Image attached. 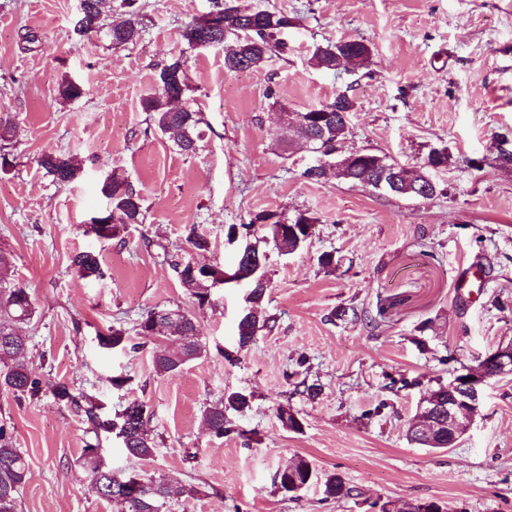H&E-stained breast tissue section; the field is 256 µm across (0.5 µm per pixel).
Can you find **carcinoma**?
<instances>
[{"instance_id": "carcinoma-1", "label": "carcinoma", "mask_w": 512, "mask_h": 512, "mask_svg": "<svg viewBox=\"0 0 512 512\" xmlns=\"http://www.w3.org/2000/svg\"><path fill=\"white\" fill-rule=\"evenodd\" d=\"M86 7L82 17L75 25L80 35L104 34L115 47L136 42L141 34L139 21L135 15L122 20L112 19V5L108 0H84ZM212 13L216 17L212 25H202L203 19L194 18L188 22L182 37L191 48H224V69L237 72L260 69L277 53L286 48L283 36L297 25L296 18L283 11L259 9L215 0ZM371 49L362 41H340L317 47L311 60L319 69L334 71L336 61L345 57L354 65L368 62ZM158 89L145 95L140 102L142 111L149 114L153 125L163 134L169 135L177 148L186 155L196 153L202 140L203 119L201 113L183 102L181 109L173 111L167 93L183 92L186 85V59L179 55L166 62L158 74ZM354 110L353 100L344 92L326 103L314 106L305 112L307 117L322 113L328 117L327 133L321 146L323 155L331 161L336 160V143L347 132L349 115ZM37 165L46 175L59 185H67L77 179L79 167L75 160L63 153L45 151L37 159ZM375 172L366 163H361L344 174V179L363 185H374ZM102 193L111 202L112 222L101 225V237L111 240L119 237L129 224H141L144 221L140 194L125 179L117 174L107 177L101 187ZM284 216L278 211H261L252 215L245 224L228 226L227 234H240L246 238L254 237L241 257L237 258L239 267L247 271H256L253 276L248 301L250 307L241 313L238 319L237 344L239 350H245L253 343L259 332L269 329L270 318L261 315L268 281L263 270L252 261V256H265L259 250L257 242L270 240L267 220ZM317 219L302 213L288 218V231L278 239L270 241L285 253L299 250L312 235ZM72 265L84 276L101 275L98 258L90 252H79L72 259ZM178 280L195 298L198 308L212 304L209 293V281L204 277V267L197 262L171 260ZM13 256L0 250V388L11 391L17 397L38 396L43 390L42 380L30 373L25 364L29 338L18 332L19 325L30 321L35 313V304L28 290L15 283L12 278ZM166 310L152 309L136 325L140 336L156 333L155 320L165 321ZM178 323L171 326L175 336L170 348L154 355L153 368L159 374H173L188 363L200 359L206 353L205 346L196 338V316L183 311L176 316ZM54 399L65 406H72L82 413L87 422L96 430L113 431L120 426L124 431L122 445L127 454L137 459L151 457L156 449L154 438L147 430L150 413L145 402H129L113 418L102 416L103 405L91 396L80 392L64 382L49 386ZM249 406L248 396L234 392L226 401L211 406L204 414L209 430L217 438L237 432L234 423L228 417L230 410L241 411ZM84 456L90 461V476L99 493V497L112 503L115 512H163L170 496L171 487L163 479H146L144 488L138 495L126 494L125 483L130 475L116 471L106 465L101 450L91 447L83 449ZM28 476V464L20 451L13 447L8 430L0 425V512H17V494ZM318 478L312 463L299 457L278 471L274 478L277 489L284 494H296L307 488ZM324 500H338L360 496V492L348 485L336 473L327 474L323 481Z\"/></svg>"}]
</instances>
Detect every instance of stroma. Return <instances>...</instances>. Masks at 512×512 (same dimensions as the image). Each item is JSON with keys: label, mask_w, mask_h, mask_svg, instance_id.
Returning a JSON list of instances; mask_svg holds the SVG:
<instances>
[{"label": "stroma", "mask_w": 512, "mask_h": 512, "mask_svg": "<svg viewBox=\"0 0 512 512\" xmlns=\"http://www.w3.org/2000/svg\"><path fill=\"white\" fill-rule=\"evenodd\" d=\"M235 2L295 16L287 54L228 72L223 48H188L185 25L213 0H137L141 36L121 47L75 33L80 0H0V115L15 124L13 165L0 170V249L13 254L15 281L38 308L19 328L29 368L95 397L109 416L145 402L156 442L153 457L134 460L50 391L19 400L0 390V425L29 465L18 512H113L91 483L89 444L112 468L166 479L165 512H373L375 501L403 512L419 500L448 512H512V376L491 380L455 446L432 450L406 438L426 388L512 342V168L496 159L499 135L512 136V0ZM28 30L40 40L27 50L20 35ZM346 40L370 46L366 66L312 64L315 46ZM179 52L188 59L186 98L204 118L192 155L140 106L159 65ZM67 80L84 87L82 97L60 98ZM343 90L355 109L338 154L367 150L416 171L430 150L445 151L447 166L432 174L439 194L405 198L332 170L304 178L310 156L283 150L280 112L306 111ZM47 150L72 155L78 178L60 186L45 176L37 159ZM113 173L139 192L145 220L108 241L88 226L107 207L100 188ZM262 210L317 223L294 253L267 246L262 313L275 326L241 351L247 286L215 288L212 307L197 310L163 254L231 269L228 226ZM192 231L210 240L209 252L189 248ZM80 251L98 254L103 277L75 272ZM326 252L339 261L335 271L318 263ZM476 270L484 288L462 294ZM497 296L504 308L493 305ZM349 305L361 320L330 321ZM174 307L196 312L208 353L160 375L152 358L170 337L137 335L135 325ZM113 327L126 329L129 347L100 346ZM399 375L410 387L386 390ZM116 376L123 387L113 386ZM300 378L320 384V394L296 392ZM235 391L250 393L251 406L232 413L237 433L215 438L203 413ZM280 406L300 431L282 426ZM298 456L360 497L327 501L318 483L295 498L279 493L276 472ZM185 485L197 495L185 498Z\"/></svg>", "instance_id": "stroma-1"}]
</instances>
